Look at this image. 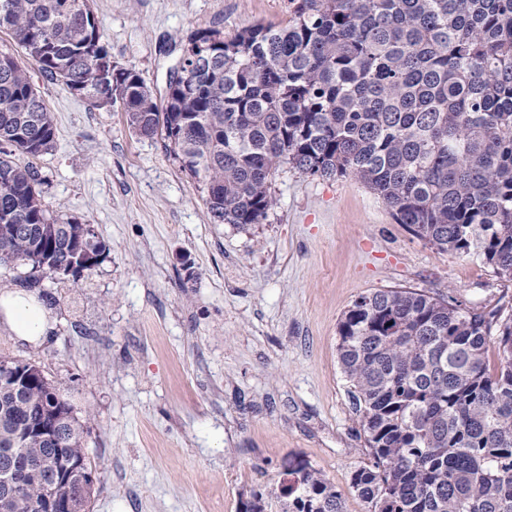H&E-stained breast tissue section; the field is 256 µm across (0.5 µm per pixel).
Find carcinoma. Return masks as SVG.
<instances>
[{
  "label": "carcinoma",
  "instance_id": "obj_1",
  "mask_svg": "<svg viewBox=\"0 0 512 512\" xmlns=\"http://www.w3.org/2000/svg\"><path fill=\"white\" fill-rule=\"evenodd\" d=\"M285 24L246 28L219 53L187 56L158 103L112 62L88 0H0L4 27L39 72L119 105L141 138L166 141L202 183L215 224L260 223L283 162L348 176L432 246L512 280V0H291ZM56 128L27 66L0 54V265L108 256L93 227L50 210L32 160ZM338 357L371 463L350 486L366 512H512V314L477 313L408 288L358 297L338 324ZM500 357L488 372L485 352ZM48 406L58 434L29 439ZM86 422L41 376L0 381V463L11 448L91 465ZM34 473L9 512H35ZM244 512H343L307 462L252 493Z\"/></svg>",
  "mask_w": 512,
  "mask_h": 512
}]
</instances>
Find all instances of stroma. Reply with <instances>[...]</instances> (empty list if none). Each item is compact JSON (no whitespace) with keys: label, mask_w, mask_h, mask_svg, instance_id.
<instances>
[{"label":"stroma","mask_w":512,"mask_h":512,"mask_svg":"<svg viewBox=\"0 0 512 512\" xmlns=\"http://www.w3.org/2000/svg\"><path fill=\"white\" fill-rule=\"evenodd\" d=\"M117 65L156 97L195 31L285 23L290 0H89ZM56 126L37 165L55 214L93 225L109 255L72 280L0 266L57 320L33 346L0 328V356L61 383L97 481L90 512H241L300 459L365 512L350 477L370 455L347 394L337 326L362 294L411 288L477 312L512 307V281L398 224L350 177L289 163L258 224L210 220L201 183L161 139L129 129L31 69Z\"/></svg>","instance_id":"obj_1"}]
</instances>
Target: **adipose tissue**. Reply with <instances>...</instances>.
I'll return each instance as SVG.
<instances>
[{"label":"adipose tissue","mask_w":512,"mask_h":512,"mask_svg":"<svg viewBox=\"0 0 512 512\" xmlns=\"http://www.w3.org/2000/svg\"><path fill=\"white\" fill-rule=\"evenodd\" d=\"M0 321L19 340L38 345L48 339L54 321L35 293L0 290Z\"/></svg>","instance_id":"ef3b65f1"}]
</instances>
